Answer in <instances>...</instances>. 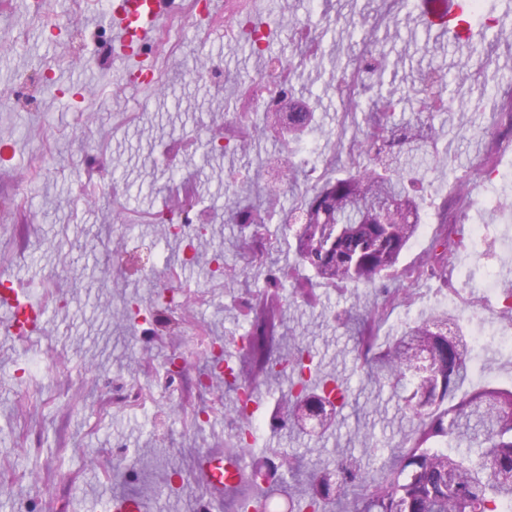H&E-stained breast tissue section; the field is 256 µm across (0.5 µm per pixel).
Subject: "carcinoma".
<instances>
[{"label": "carcinoma", "instance_id": "carcinoma-1", "mask_svg": "<svg viewBox=\"0 0 512 512\" xmlns=\"http://www.w3.org/2000/svg\"><path fill=\"white\" fill-rule=\"evenodd\" d=\"M489 17L463 0L458 18L461 31L448 32L455 44L476 49L474 29L489 28ZM446 75L431 70L420 78L417 94L422 109L408 118L395 116L392 101L368 100L357 133L368 164L353 156L342 163L335 153L317 180L288 210V231L295 242L299 265L313 270L331 284H368L410 293L420 283H453L457 264L450 249L463 246L461 224L472 205L459 183L443 195L437 206L440 232L419 261L400 265V258L424 224L418 181L403 159L422 155L437 140L438 109L445 97ZM288 112L263 113L265 123L287 136L288 151L301 145L313 122L309 106L288 94ZM494 145L475 169L488 176L497 163L498 147L512 146V95L496 103L494 119L485 131ZM263 189L236 207L237 223L261 235ZM383 312L369 308L356 331L358 351L366 376L388 386L398 397L399 411L413 428L412 436L380 449V478L357 465L323 469L310 491L296 492L287 481L274 487L284 493L291 512H501L512 503V382L475 385L471 373L472 350L467 328L456 312L443 305L408 324L395 336L377 343ZM281 322L280 308L272 302L246 337L253 360L268 377L291 370L288 389V425L306 431L304 413L316 411L318 432L337 424L339 411L350 392L333 378H320L312 355L298 348L291 356L270 360L266 336ZM432 353L434 368L423 381L409 379L416 351ZM365 492L354 497L349 510L341 508L354 487Z\"/></svg>", "mask_w": 512, "mask_h": 512}]
</instances>
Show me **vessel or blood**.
<instances>
[{
  "mask_svg": "<svg viewBox=\"0 0 512 512\" xmlns=\"http://www.w3.org/2000/svg\"><path fill=\"white\" fill-rule=\"evenodd\" d=\"M421 21L435 31H443L447 18L457 14L458 0H418ZM163 0H120L112 18V41L122 49V59L137 56L139 50L152 43L155 30L165 19ZM0 309L8 315L7 327L11 336L21 338L35 331L43 315L38 301L18 299L15 291L0 293ZM238 462L209 458L200 473L207 483L220 487L225 470H238Z\"/></svg>",
  "mask_w": 512,
  "mask_h": 512,
  "instance_id": "obj_1",
  "label": "vessel or blood"
}]
</instances>
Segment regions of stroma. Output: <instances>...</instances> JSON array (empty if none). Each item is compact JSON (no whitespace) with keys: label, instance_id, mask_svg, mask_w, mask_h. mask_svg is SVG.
<instances>
[{"label":"stroma","instance_id":"35a3bbf8","mask_svg":"<svg viewBox=\"0 0 512 512\" xmlns=\"http://www.w3.org/2000/svg\"><path fill=\"white\" fill-rule=\"evenodd\" d=\"M36 0H0V283L42 301V330L19 343L0 322V512H106L115 496H135L144 512H211L219 500L197 474L205 454L223 453L241 423L236 392L213 377L196 386L207 367L190 331L201 327L224 344L244 379L269 401L287 408V385L262 376L239 341L272 298L286 304L283 322L268 339L271 355L289 341L309 349L322 374L343 380L350 398L333 432L309 438L284 428L258 431L252 452L270 458L303 457L311 480L344 455L375 470L374 448L401 442L412 428L397 410L388 387L362 377L355 333L364 309L384 310V332L441 303L466 306L502 329L500 300L485 282H512V149L500 150L491 178H474L485 153L481 131L491 109L512 84V36L501 38L486 61L471 59L477 79L453 93L437 143L448 156L443 167L425 171L423 211L427 228L410 244L403 263L424 256L438 227L435 205L450 183L469 180L474 204L469 226H480L488 258L462 250L454 286L457 296L433 294L424 284L410 294H382L374 287L318 283L315 299L290 297L294 279L308 278L295 263L281 225L289 208L316 180L302 171L295 189L276 182L271 161L284 158L276 131L256 120L237 135L241 148L218 154L184 149V137L205 132L217 138L232 130L243 100L267 57L282 61L296 97L314 103L318 130L301 152L323 165L337 144H350L357 113L343 112L336 78L352 72L363 46L381 60L362 75L372 98L391 97L399 112L417 109L419 76L430 68L455 74L464 50L416 18L415 0H264L261 17L313 16L311 38L277 28L264 55L245 44L226 43L225 0H214L206 41L182 38L164 84L133 86L125 66L102 48L110 39L114 0H51L35 13ZM206 60L215 74L197 80L187 66ZM54 83L43 88L44 72ZM29 88L33 104L17 90ZM272 186L264 248H255L237 224L233 207L255 187ZM213 214L192 239L173 237L153 216L187 214L198 205ZM159 250L163 263L145 275L130 255ZM127 255L124 265L114 256ZM198 289L175 311L185 333L166 325L147 332L126 313L159 312V293L170 289L171 270ZM185 355L177 401L146 407L125 401L137 385L163 384L171 353ZM473 381L512 380V353L486 344L476 352ZM208 412L207 423L194 416Z\"/></svg>","mask_w":512,"mask_h":512}]
</instances>
